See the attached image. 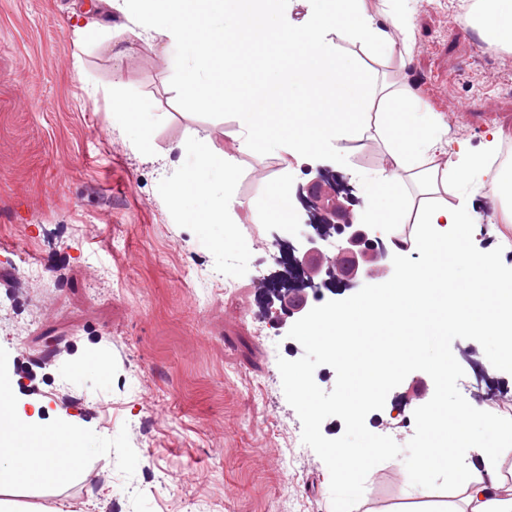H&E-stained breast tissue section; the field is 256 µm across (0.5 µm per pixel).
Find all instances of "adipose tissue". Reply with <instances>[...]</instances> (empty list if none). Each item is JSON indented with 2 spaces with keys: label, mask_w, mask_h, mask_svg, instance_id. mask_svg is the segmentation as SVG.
<instances>
[{
  "label": "adipose tissue",
  "mask_w": 512,
  "mask_h": 512,
  "mask_svg": "<svg viewBox=\"0 0 512 512\" xmlns=\"http://www.w3.org/2000/svg\"><path fill=\"white\" fill-rule=\"evenodd\" d=\"M286 0H112V6L135 26L139 38L162 39L164 53L180 79L181 97L190 108L220 107L224 98L215 93L211 79L212 46L218 42L273 45L261 52L254 64L257 83L244 88L235 103L254 143H267L268 104L288 103L292 120L279 138L292 150L316 152L332 140L355 136L366 120H374L387 147L391 168L382 169L364 182L369 207L361 221L395 228L407 211L420 224H480L473 199L478 195L501 199L512 194V179L492 172L488 159L497 153L502 131L492 132L480 151L463 141L450 139L448 120L427 111L423 102L401 83L380 88L369 79L357 78L353 66L328 45L323 32L344 27L352 37L374 46L389 43L366 0H317L308 23L300 29L284 21ZM482 37L498 47L512 49V0H476L469 15ZM183 158L190 162L169 188V204L181 221L222 225L236 200L228 191L234 169L227 155L206 136L180 142ZM422 179L437 194L449 185L462 186L454 205L437 203L415 207L405 192L407 178ZM0 407L9 411L7 425H0V439L27 434L32 446L12 452L8 470H0V485L15 495H25L31 482L52 485L60 480L58 453L82 458L71 427H58L55 448L39 446L42 435L36 414L26 412L11 382L0 378ZM447 414L460 426L449 446L425 444L418 467L432 473L441 470L448 455L469 459L478 454L482 468H469L459 485L462 512H512V488L500 476L502 461L512 455V427H488V447L471 450L470 434L479 426L484 410L476 404L453 400Z\"/></svg>",
  "instance_id": "adipose-tissue-1"
}]
</instances>
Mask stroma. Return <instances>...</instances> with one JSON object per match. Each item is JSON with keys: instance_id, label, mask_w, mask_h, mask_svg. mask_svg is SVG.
Returning <instances> with one entry per match:
<instances>
[{"instance_id": "stroma-1", "label": "stroma", "mask_w": 512, "mask_h": 512, "mask_svg": "<svg viewBox=\"0 0 512 512\" xmlns=\"http://www.w3.org/2000/svg\"><path fill=\"white\" fill-rule=\"evenodd\" d=\"M84 0H0V317L18 319L30 362L54 361V377L83 403L45 396L47 427L88 425L80 466L61 482L32 486L24 497L0 489L14 512H332L330 473L321 459L291 455L302 425L288 404L272 340L278 307L258 312L256 277L271 259L259 248L288 217L278 213L287 183L292 214L299 187L330 166L353 187L348 204L367 209L362 180L388 158L374 125L354 139L283 158L252 149L231 100L230 77L252 76V50L213 47L214 89L224 108H185L160 44L139 40L106 0H94L104 34L78 39L73 14ZM383 29L405 8L409 54L384 52L329 29L327 40L376 82L406 83L448 119V136L481 147L499 129L512 143V52L496 68L478 58L480 36L467 26L464 0H366ZM149 118L137 144L113 124L128 102ZM206 135L233 160L228 189L239 256L224 261V231L182 224L167 202L180 153ZM476 247H503L512 264V223L488 212ZM38 273L30 305L14 302L10 281ZM231 278V292L217 288ZM110 407L108 421L94 417ZM415 403L393 389L376 432L398 444L415 432ZM148 420L151 435L130 422ZM402 459L375 466L354 512H439L457 492L404 482Z\"/></svg>"}]
</instances>
